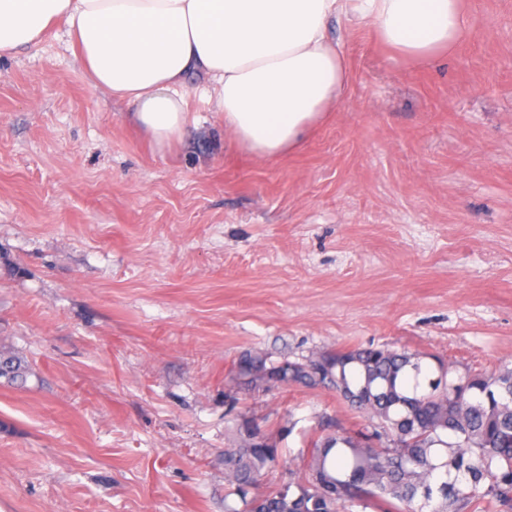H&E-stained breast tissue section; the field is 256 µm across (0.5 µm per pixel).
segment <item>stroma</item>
I'll list each match as a JSON object with an SVG mask.
<instances>
[{
	"label": "stroma",
	"instance_id": "1",
	"mask_svg": "<svg viewBox=\"0 0 512 512\" xmlns=\"http://www.w3.org/2000/svg\"><path fill=\"white\" fill-rule=\"evenodd\" d=\"M426 63L340 26L343 103L294 151H238L207 92L157 151L64 24L0 58V512H226L234 420L283 482L335 392L245 389L235 364L356 347L512 369V0Z\"/></svg>",
	"mask_w": 512,
	"mask_h": 512
}]
</instances>
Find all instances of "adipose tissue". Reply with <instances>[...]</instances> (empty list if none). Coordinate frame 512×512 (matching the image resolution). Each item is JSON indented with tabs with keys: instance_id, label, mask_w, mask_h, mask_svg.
<instances>
[{
	"instance_id": "obj_1",
	"label": "adipose tissue",
	"mask_w": 512,
	"mask_h": 512,
	"mask_svg": "<svg viewBox=\"0 0 512 512\" xmlns=\"http://www.w3.org/2000/svg\"><path fill=\"white\" fill-rule=\"evenodd\" d=\"M61 20L91 84L134 105L158 148L191 122L185 88L213 91L224 135L255 158L296 149L343 101L332 24H363L404 61L452 52L471 32L461 0H0V57Z\"/></svg>"
}]
</instances>
